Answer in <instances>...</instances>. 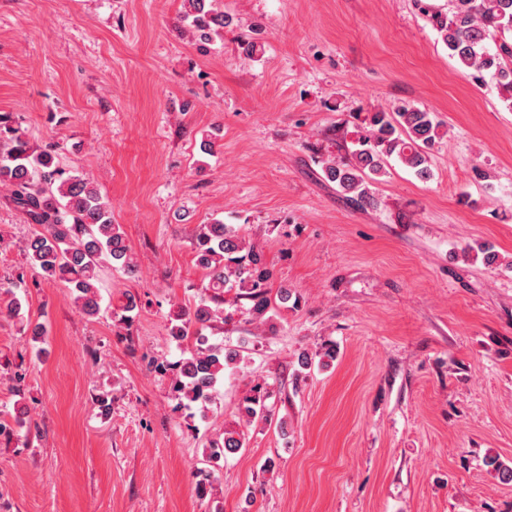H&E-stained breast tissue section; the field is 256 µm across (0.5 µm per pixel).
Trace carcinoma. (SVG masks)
<instances>
[{
  "label": "carcinoma",
  "instance_id": "cac0c4a2",
  "mask_svg": "<svg viewBox=\"0 0 512 512\" xmlns=\"http://www.w3.org/2000/svg\"><path fill=\"white\" fill-rule=\"evenodd\" d=\"M184 18L197 38L198 49L208 50L224 15L212 9V0H182ZM448 54L476 79L495 81L506 106L512 110V0H452L449 13L429 12ZM357 148L350 157L324 165L327 180L344 198L363 208L376 203L372 184L385 173V162L395 156L420 178L429 177L426 149L443 137L441 123L431 113L410 105L395 112H368L360 119ZM0 187L10 202L34 225L22 244L31 266L44 280L67 288L78 313L87 318L101 311L99 273L107 263L132 270V252L120 225L112 223L111 206L85 175L70 173L56 162L52 147L33 149L25 135L0 117ZM196 265L204 271L206 285L192 309L176 307L170 313L169 335L187 341L189 356L173 364L152 361L159 373L174 374L177 398L199 406L208 416L224 369L237 362L235 352L211 341L208 331L224 320V294L235 291L253 302L249 313L264 322L270 309L268 288L273 270L262 254L250 246L234 224L220 221L200 224L192 242ZM25 323L34 343L45 341L46 329L24 322L22 304L13 289L0 286V317ZM267 384L254 385L243 398L241 413L251 423L268 417ZM27 407L17 408L13 420H0V437L11 438L15 428L29 424ZM240 429H225L208 441L206 461L213 464L246 447ZM485 465L504 484L512 482V467L496 454Z\"/></svg>",
  "mask_w": 512,
  "mask_h": 512
}]
</instances>
